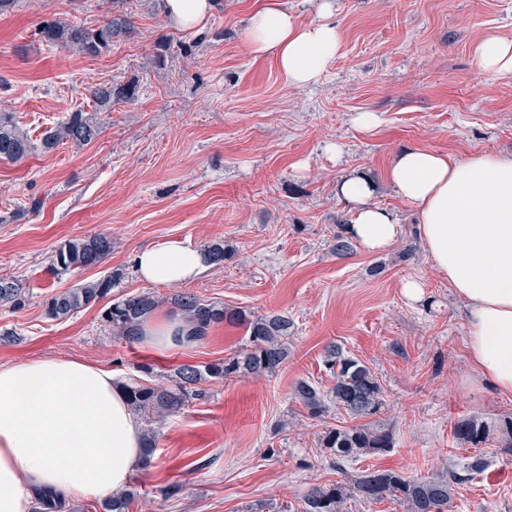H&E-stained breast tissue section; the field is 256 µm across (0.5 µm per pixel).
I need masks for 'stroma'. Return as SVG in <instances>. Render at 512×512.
I'll list each match as a JSON object with an SVG mask.
<instances>
[{
  "label": "stroma",
  "instance_id": "35a3bbf8",
  "mask_svg": "<svg viewBox=\"0 0 512 512\" xmlns=\"http://www.w3.org/2000/svg\"><path fill=\"white\" fill-rule=\"evenodd\" d=\"M258 2L216 0L195 33L172 26L159 0H129L134 35L95 57L45 42L38 28L54 19L100 26L110 0H19L0 16V107L32 140L91 109V86H136L133 101L101 114L88 145L0 160V276L18 279L27 297L19 309L0 304V330L19 336L0 343V364L70 358L127 386L171 387L179 365L244 347L243 329L221 324L189 347L155 349L113 336L102 319L109 305L149 293L168 311L182 291L254 317L280 314L291 322L280 368L205 382V398L154 422L157 451L130 479L129 512H301L310 488L344 474L424 477L478 454L487 466L456 486L455 512H512V453L499 446L512 435V394L473 370L465 305L419 246L416 216L386 178L406 146L459 161L512 153V76H479L473 56L487 37L512 40V0H333L341 50L305 90L285 85L272 58L248 52ZM360 112L376 115L371 130L355 125ZM350 173L370 177L374 203L401 226L383 253L332 250L352 219L336 195ZM97 234L112 238L101 264L53 269L59 245ZM171 243H221L230 257L178 289L142 282L137 251ZM110 274L101 303L61 321L46 316L55 293ZM411 279L424 287L417 303L403 294ZM332 344L378 378L384 407L369 423L394 442L341 470L320 440L349 416L333 404L309 415L294 396L302 380L333 385L324 363ZM464 418L486 426L480 446L455 438ZM173 482L180 494L162 497Z\"/></svg>",
  "mask_w": 512,
  "mask_h": 512
}]
</instances>
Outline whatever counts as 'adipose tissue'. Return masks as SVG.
<instances>
[{"instance_id": "adipose-tissue-1", "label": "adipose tissue", "mask_w": 512, "mask_h": 512, "mask_svg": "<svg viewBox=\"0 0 512 512\" xmlns=\"http://www.w3.org/2000/svg\"><path fill=\"white\" fill-rule=\"evenodd\" d=\"M214 0H162L166 19L204 27ZM331 0L320 19L301 23L283 0H263L246 29L250 53L273 58L287 86L316 85L336 58L341 37ZM479 75L512 74V40L484 39L475 51ZM417 216V232L436 270L465 301L467 347L476 373L512 394V155L485 152L465 161L420 147L402 149L387 171ZM371 183L337 184L352 220L347 235L378 253L397 239L391 213L375 205ZM139 278L180 286L211 265L202 248L173 244L141 249ZM142 424L112 373L76 359L44 358L0 365V512H32L38 491L76 501L122 491L144 465Z\"/></svg>"}]
</instances>
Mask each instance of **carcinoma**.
<instances>
[{
    "label": "carcinoma",
    "instance_id": "1",
    "mask_svg": "<svg viewBox=\"0 0 512 512\" xmlns=\"http://www.w3.org/2000/svg\"><path fill=\"white\" fill-rule=\"evenodd\" d=\"M126 0H112V13L97 28L55 21L39 27V35L47 42L83 56H97L117 40L134 32L131 15L124 9ZM130 84L103 83L91 88L93 112L78 109L68 114L35 143L19 128L14 118L0 111V159L19 160L35 149L49 150L62 142L83 147L101 132L100 112L112 111V106L135 99ZM112 251V239L103 234L73 239L60 246L52 256V266L58 272L76 273L101 264ZM332 251L343 258L354 252L353 241L343 232L334 236ZM113 276L75 285L49 298L45 314L53 320L65 319L89 307L112 290ZM25 291L13 277H0V303L14 307L24 303ZM157 300L149 294L129 296L112 304L103 315L112 335L128 342L142 340V325L154 310ZM174 308L184 315L194 328L193 342L203 340L210 327L227 322L240 326L249 344L224 361L207 365L182 364L176 372V388L139 385L127 386L132 410L143 416L178 414L190 400L202 396L197 385L211 380H224L245 374L260 375L278 369L288 358L282 339L288 336L290 321L282 315L252 317L217 302L202 300L191 293L174 297ZM325 366L333 374L330 400L348 416L363 419L380 412L383 407L382 388L378 379L362 362L350 358L336 346L327 351ZM295 395L309 413L324 411L325 395L316 386L300 381ZM455 437L478 445L486 439L485 426L476 419L458 421ZM393 445L392 434L375 431L366 424L333 428L322 436L321 446L339 465L370 452H381ZM484 457L477 455L462 466L461 471L410 478L399 471H366L349 481H335L311 488L305 496L304 512H342L345 501L359 498L369 502L395 501L407 506V512H453L456 485L468 480V474L480 472ZM134 493H115L101 502L102 512H129ZM36 512H78L73 504L50 491L37 497Z\"/></svg>",
    "mask_w": 512,
    "mask_h": 512
}]
</instances>
